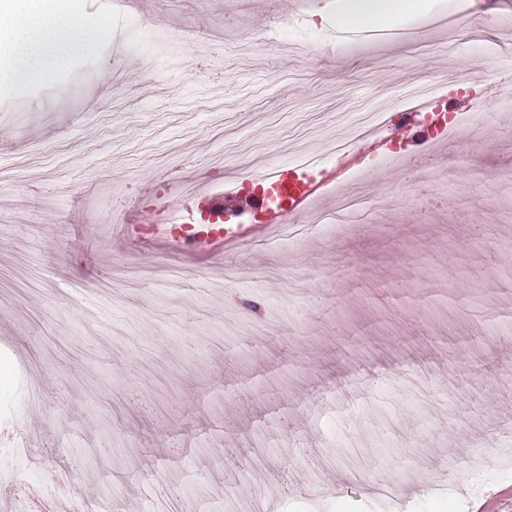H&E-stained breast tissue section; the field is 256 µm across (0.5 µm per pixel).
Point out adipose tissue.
Returning <instances> with one entry per match:
<instances>
[{"label": "adipose tissue", "mask_w": 512, "mask_h": 512, "mask_svg": "<svg viewBox=\"0 0 512 512\" xmlns=\"http://www.w3.org/2000/svg\"><path fill=\"white\" fill-rule=\"evenodd\" d=\"M412 0H345L348 29L377 26ZM105 30L77 14L76 0H0V78L38 83L61 71L74 54L96 50Z\"/></svg>", "instance_id": "adipose-tissue-1"}]
</instances>
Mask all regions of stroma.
Segmentation results:
<instances>
[{"instance_id": "stroma-1", "label": "stroma", "mask_w": 512, "mask_h": 512, "mask_svg": "<svg viewBox=\"0 0 512 512\" xmlns=\"http://www.w3.org/2000/svg\"><path fill=\"white\" fill-rule=\"evenodd\" d=\"M108 26L34 90L0 84V460L37 451L0 512H512V0H419L337 44V0H77ZM267 32L269 44L243 39ZM458 74L417 125L358 143L337 195L391 206L300 238L234 234L271 155ZM194 180L221 251L116 235Z\"/></svg>"}]
</instances>
